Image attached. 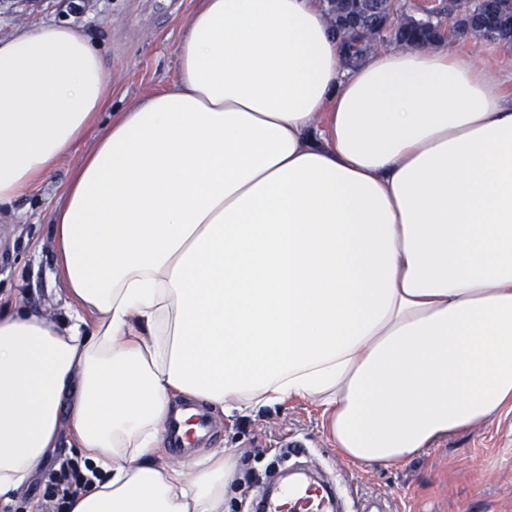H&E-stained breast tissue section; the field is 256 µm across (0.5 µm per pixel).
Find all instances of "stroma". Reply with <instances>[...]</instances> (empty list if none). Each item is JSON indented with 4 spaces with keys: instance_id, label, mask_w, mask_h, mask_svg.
Listing matches in <instances>:
<instances>
[{
    "instance_id": "obj_1",
    "label": "stroma",
    "mask_w": 512,
    "mask_h": 512,
    "mask_svg": "<svg viewBox=\"0 0 512 512\" xmlns=\"http://www.w3.org/2000/svg\"><path fill=\"white\" fill-rule=\"evenodd\" d=\"M195 0H0V36L39 22L77 26L112 76L110 111L125 109L176 75L175 43ZM496 76L512 73V46L464 35L457 40ZM84 139L28 194L0 205V299L37 309L58 322L71 298L54 266L52 213L74 168L93 148ZM212 436L205 451L230 450L245 468L264 475L291 438L306 446L293 453L300 468L322 472L341 490L390 502L392 512H512V412L450 435L418 456L383 469L336 454L319 411L301 399L229 417L206 407Z\"/></svg>"
}]
</instances>
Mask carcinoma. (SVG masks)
<instances>
[{
    "label": "carcinoma",
    "instance_id": "cac0c4a2",
    "mask_svg": "<svg viewBox=\"0 0 512 512\" xmlns=\"http://www.w3.org/2000/svg\"><path fill=\"white\" fill-rule=\"evenodd\" d=\"M323 7L335 20L332 31L347 64L362 61L376 41L389 39L409 47L441 37L439 21L407 15L397 25L390 24L385 0H326ZM447 15L460 34L475 29L490 42H512V0H453Z\"/></svg>",
    "mask_w": 512,
    "mask_h": 512
}]
</instances>
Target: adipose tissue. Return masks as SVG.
<instances>
[{"label":"adipose tissue","mask_w":512,"mask_h":512,"mask_svg":"<svg viewBox=\"0 0 512 512\" xmlns=\"http://www.w3.org/2000/svg\"><path fill=\"white\" fill-rule=\"evenodd\" d=\"M176 61L102 130L84 35L0 38V204L96 139L66 320L0 311V512L63 442L99 474L70 512H225L232 454L152 462L177 394L309 401L383 468L512 411V76L451 41L346 68L321 0H197Z\"/></svg>","instance_id":"adipose-tissue-1"}]
</instances>
